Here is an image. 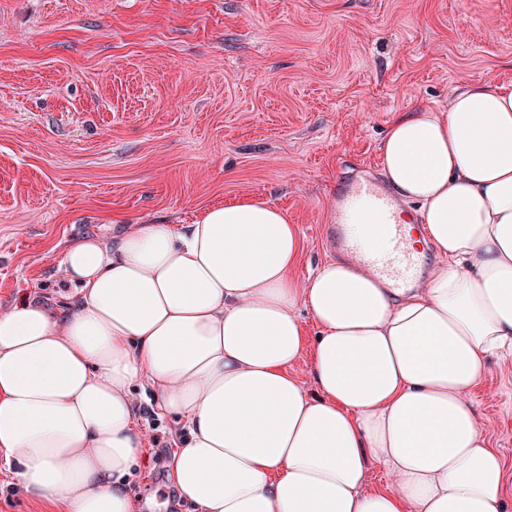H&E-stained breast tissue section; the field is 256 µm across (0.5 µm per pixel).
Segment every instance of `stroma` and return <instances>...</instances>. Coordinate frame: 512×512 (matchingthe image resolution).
<instances>
[{
	"mask_svg": "<svg viewBox=\"0 0 512 512\" xmlns=\"http://www.w3.org/2000/svg\"><path fill=\"white\" fill-rule=\"evenodd\" d=\"M512 80V0H0V307L63 302L84 234L194 223L243 197L288 212L297 274L329 250L341 187L381 175L394 113ZM129 478L140 512H194L167 469L182 425L154 416ZM507 465L512 356L470 391Z\"/></svg>",
	"mask_w": 512,
	"mask_h": 512,
	"instance_id": "stroma-1",
	"label": "stroma"
}]
</instances>
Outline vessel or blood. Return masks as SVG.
<instances>
[{
  "mask_svg": "<svg viewBox=\"0 0 512 512\" xmlns=\"http://www.w3.org/2000/svg\"><path fill=\"white\" fill-rule=\"evenodd\" d=\"M356 199L363 200L372 210L381 214L380 228L383 235L378 248L359 253V262L378 278L397 285L406 283L414 274L415 261L406 246L402 226L394 217L398 206L396 199L376 180H359L343 196L336 211L337 223L348 221L351 203Z\"/></svg>",
  "mask_w": 512,
  "mask_h": 512,
  "instance_id": "obj_1",
  "label": "vessel or blood"
}]
</instances>
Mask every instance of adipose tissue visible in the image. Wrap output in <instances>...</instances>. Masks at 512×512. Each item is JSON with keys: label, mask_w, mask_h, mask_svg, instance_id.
I'll return each instance as SVG.
<instances>
[{"label": "adipose tissue", "mask_w": 512, "mask_h": 512, "mask_svg": "<svg viewBox=\"0 0 512 512\" xmlns=\"http://www.w3.org/2000/svg\"><path fill=\"white\" fill-rule=\"evenodd\" d=\"M381 171L445 261L403 292L344 259L299 278L266 201L72 242L67 303L0 309V465L48 512H136L142 387L188 429L169 468L197 512H506L465 394L512 352V82L396 114Z\"/></svg>", "instance_id": "adipose-tissue-1"}]
</instances>
